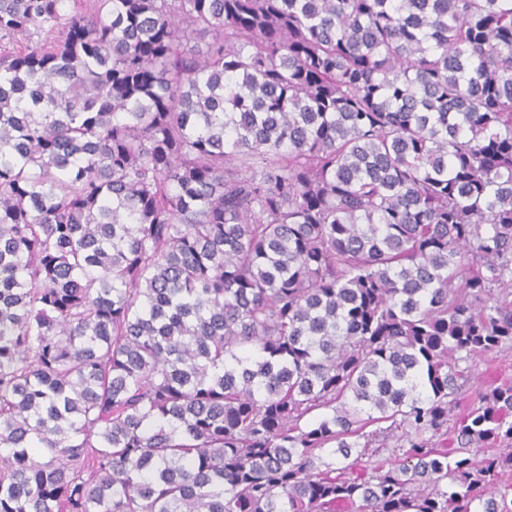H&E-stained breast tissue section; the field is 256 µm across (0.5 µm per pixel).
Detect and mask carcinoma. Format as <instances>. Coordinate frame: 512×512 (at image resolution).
<instances>
[{
    "mask_svg": "<svg viewBox=\"0 0 512 512\" xmlns=\"http://www.w3.org/2000/svg\"><path fill=\"white\" fill-rule=\"evenodd\" d=\"M511 345L512 0H0V512H512ZM469 364L472 378L465 387L467 392L460 396L459 405L454 410L457 417L463 416L471 409V400L475 392L498 386L504 381L512 382V349L477 356Z\"/></svg>",
    "mask_w": 512,
    "mask_h": 512,
    "instance_id": "cac0c4a2",
    "label": "carcinoma"
}]
</instances>
